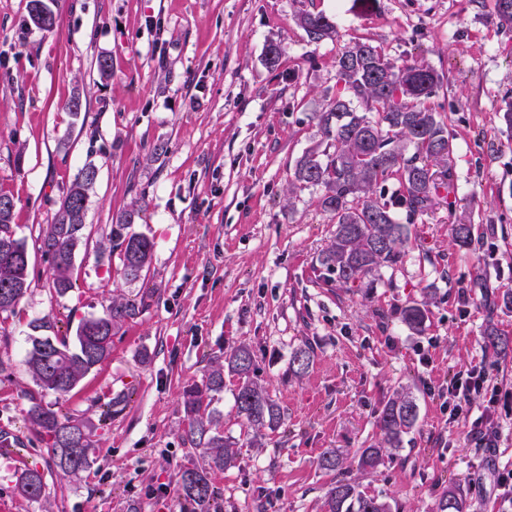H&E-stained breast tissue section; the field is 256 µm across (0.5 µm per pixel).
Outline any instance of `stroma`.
Listing matches in <instances>:
<instances>
[{"label": "stroma", "mask_w": 512, "mask_h": 512, "mask_svg": "<svg viewBox=\"0 0 512 512\" xmlns=\"http://www.w3.org/2000/svg\"><path fill=\"white\" fill-rule=\"evenodd\" d=\"M29 0H0V191L16 201L13 229L24 239L31 289L0 318V499L13 512H182L179 496L152 497L199 462L182 440L181 397L201 382L213 357L246 345L282 424L249 447L238 416L237 379L224 378L215 407L239 464L213 472L224 512H320L329 486L346 480L385 497L393 512H433L459 488L467 512H512L497 472L512 467V408H499L493 452L477 448L472 419L486 406L471 395L468 417L451 418L448 382L483 366L512 392V353L486 352L487 329L512 337V138L498 109L512 92V29L499 28L493 0H45L55 30L29 20ZM320 11L336 35L309 41L297 19ZM368 38L395 63L425 62L446 77L434 99L450 113L455 178L413 228L414 249L371 287H338L317 257L333 230L312 189L285 190L296 160L318 142L316 118L336 93L335 62ZM281 48L267 60L270 44ZM112 62L101 75L99 57ZM80 99L79 113L65 110ZM90 239L74 259V288L49 290L37 241L63 187L86 165ZM136 231L154 242L146 278L116 277L97 240L134 201ZM474 227L470 248L450 224ZM153 291L151 305L115 337L112 353L63 400L44 404L95 423L94 400L128 393L125 410L94 431L100 453L90 469L61 477L44 444L23 425L36 386L23 361L36 325L74 336L103 314L114 289ZM427 302L423 332L397 311ZM313 362L289 371L295 349ZM407 388L415 427L383 465L359 469L355 453L380 437L377 416ZM345 456L326 472L327 449ZM41 471L45 498L20 496L24 470Z\"/></svg>", "instance_id": "1"}]
</instances>
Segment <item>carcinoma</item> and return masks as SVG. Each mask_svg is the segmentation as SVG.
<instances>
[{
    "label": "carcinoma",
    "mask_w": 512,
    "mask_h": 512,
    "mask_svg": "<svg viewBox=\"0 0 512 512\" xmlns=\"http://www.w3.org/2000/svg\"><path fill=\"white\" fill-rule=\"evenodd\" d=\"M494 0L497 25L512 28V9ZM298 24L310 41L318 43L336 35L335 24L321 12H305ZM444 84L435 69L418 62L396 65L381 47L363 38L336 58V97L318 115L322 140L309 149L295 165L290 189L319 191L318 206L329 215L335 231L318 263L336 274L342 288H360L384 269L404 264L412 251L411 224L428 211L443 184L438 182L431 161L448 164V184H453L454 134L450 116L439 112L432 98ZM96 168L87 165L63 192L51 223L40 227L39 240L49 261L47 283L57 295L73 288L75 252L84 239L88 191L94 184ZM397 189L385 196L384 184ZM144 204L134 203L110 225L105 242L118 259L116 271L128 282L146 277L154 242L135 230ZM14 210H0V315L15 310L31 286L26 243L12 228ZM452 240L462 246L472 242L470 224H453ZM152 295L134 298L114 295L104 314L81 322L74 343L65 338L30 337L25 371L38 386L27 395L26 428L45 444L52 461L63 475L76 477L93 464L94 430L79 417L60 415L43 406L42 397L68 396L81 379L108 358L112 339L125 324L150 306ZM401 322L420 332L428 319L427 303L407 305L399 310ZM485 346L496 352L512 350V339L494 330L486 332ZM313 351L296 349L291 358L295 375L310 367ZM239 376L234 392L237 414L254 433L251 444L263 447L264 429L281 424V411L267 389L255 376L251 349L242 345L225 357L214 358L202 384L189 386L183 396L187 419L184 441L200 451L203 463L179 469L181 500L188 512H224V499L210 481V471L236 466L238 453L224 438L219 411L212 408L216 395L224 391V371ZM127 397L121 393L103 403V419L119 415ZM418 420V405L410 392L402 391L382 407L377 425L383 445L359 451V463L373 469L390 450L400 447L403 436ZM26 499L37 502L45 495L43 473L25 472L17 486ZM324 512H392V505L368 496L348 481L339 480L326 493ZM467 502L458 489H448L438 500L435 512H466Z\"/></svg>",
    "instance_id": "1"
}]
</instances>
